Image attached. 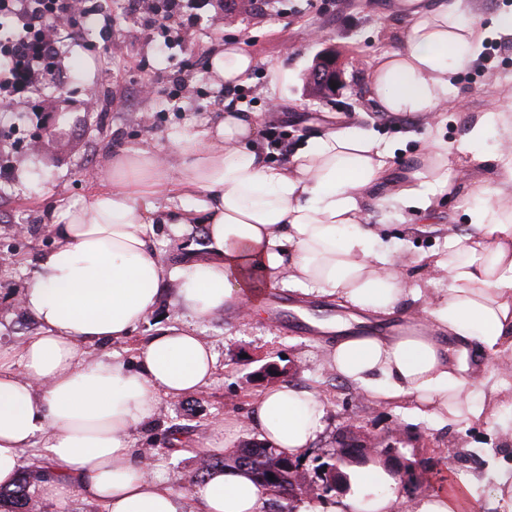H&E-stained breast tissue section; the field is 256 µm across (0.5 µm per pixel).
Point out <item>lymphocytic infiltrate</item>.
Here are the masks:
<instances>
[{
  "instance_id": "lymphocytic-infiltrate-1",
  "label": "lymphocytic infiltrate",
  "mask_w": 512,
  "mask_h": 512,
  "mask_svg": "<svg viewBox=\"0 0 512 512\" xmlns=\"http://www.w3.org/2000/svg\"><path fill=\"white\" fill-rule=\"evenodd\" d=\"M207 0H130L145 26L164 22L174 43H184ZM86 6L76 0H0V16L12 23L0 38V112H10L21 98L38 95L59 81L55 60L63 35L79 36Z\"/></svg>"
}]
</instances>
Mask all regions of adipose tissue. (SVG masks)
<instances>
[{"label": "adipose tissue", "instance_id": "1", "mask_svg": "<svg viewBox=\"0 0 512 512\" xmlns=\"http://www.w3.org/2000/svg\"><path fill=\"white\" fill-rule=\"evenodd\" d=\"M512 39V12L484 23L471 0H434L417 8L399 48L372 73L368 96L386 115L430 123L488 39ZM259 122L224 113L209 127L185 133L169 163L132 146L112 160L89 201L62 206L54 245L40 254L19 302L38 326L18 353L0 351V485L9 487L25 449L39 447L53 475L41 481L44 500L82 496L105 512H263L262 491L240 468L212 469L192 494L149 475L131 433L157 414L160 398L202 392L213 381L215 355L195 321L257 311L263 290L294 283L336 296L355 313L388 315L413 303L400 331L337 338L326 365L339 380L377 403L410 401L439 424L486 423L512 402L501 393L512 372L475 377L471 353L512 356V109L469 119L452 145L432 135L421 164L390 197L420 214L431 208L448 175V158L471 153L489 127L501 145L491 177L473 178L471 232L448 236L430 268L448 275L439 292L404 286L397 262L370 248L376 232L364 203L386 176L392 146L373 130H329L296 149L289 162L267 161L256 139ZM201 197L171 224L180 238L204 211L206 259L164 262L154 225L160 198ZM173 293L177 324L141 347L134 363L105 353ZM321 396L284 381L260 391L243 419L220 421L203 446L222 455L239 434L304 458L323 427ZM357 492L326 499L322 512H474L471 480L447 490L404 497L382 465L349 476Z\"/></svg>", "mask_w": 512, "mask_h": 512}]
</instances>
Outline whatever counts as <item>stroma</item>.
<instances>
[{
    "mask_svg": "<svg viewBox=\"0 0 512 512\" xmlns=\"http://www.w3.org/2000/svg\"><path fill=\"white\" fill-rule=\"evenodd\" d=\"M111 32H104L100 15L86 16L81 42L63 40L57 63L62 86L47 85L44 104L62 100L69 111L67 134L61 139L40 138V129L26 105L0 117V349H19L38 327L20 308L40 253L52 247V226L58 202L81 203L98 189V177L114 155L132 145H144L159 157H172L180 137L210 124L221 112H257L261 115L259 145L269 162L289 161L295 149L331 124L373 127L381 140L404 142V150L387 160L388 175L378 196L391 194L405 180L415 156L429 140L424 126L391 120L374 100L352 91L326 98L305 83V73L316 56L336 54L346 77L366 83L380 56L393 50L410 24L399 0H278L275 7L257 8L245 0H211L198 21L190 43L166 47L165 33L156 29L139 40L129 37L141 28L142 18L128 8V0H108ZM236 40L257 60L256 66L227 94L224 82L211 69L186 68L192 54L205 55ZM121 43L119 54L109 55L111 74L100 70L87 44ZM283 74L273 78L271 66ZM455 91L437 111L444 139L455 144L467 132L469 114L492 112L512 102V48L489 41L483 53L454 81ZM283 132L280 141L270 129ZM449 191L428 211L430 222L408 232L416 218L402 207L381 213L375 199L366 211L378 233L377 245L405 264L409 288L449 285L447 276L431 275L426 258L446 244L447 228L470 232L466 194L469 190L459 163H452ZM295 311L316 317L347 319V307L334 297L306 294L293 286L281 288ZM177 313L161 300L153 316L126 341L107 345L110 353L133 360L138 347L157 331L175 323ZM199 335L216 355L209 387L182 399H161L154 422L131 434L136 450L151 449L154 468L179 492L191 494L208 455L200 441L213 424L228 417L248 415L258 384L246 378L263 364L282 362L291 369L287 379L317 391L324 401V429L301 466L308 479L321 482L324 464L333 462L339 437L385 435L401 430L400 441L387 461L395 471L411 472L403 481L406 495L430 488L450 476L484 475L483 447H491L512 461V415L487 426L439 425L416 419L405 406H378L340 382L325 366L335 334L305 330L274 319L261 307L250 319L227 314L199 321Z\"/></svg>",
    "mask_w": 512,
    "mask_h": 512,
    "instance_id": "stroma-1",
    "label": "stroma"
}]
</instances>
